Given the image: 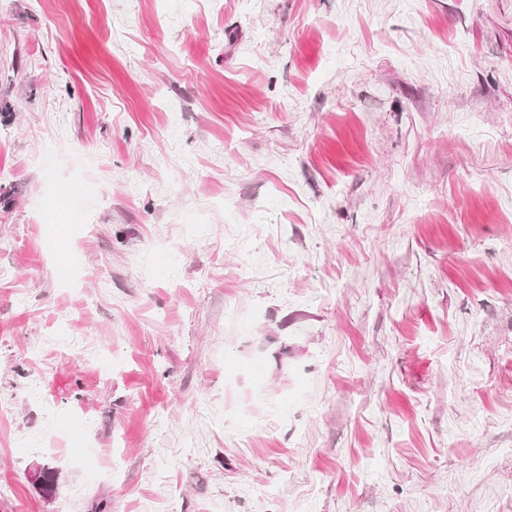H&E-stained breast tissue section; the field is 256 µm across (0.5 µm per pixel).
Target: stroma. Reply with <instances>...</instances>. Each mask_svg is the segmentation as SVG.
I'll return each mask as SVG.
<instances>
[{
  "label": "stroma",
  "mask_w": 512,
  "mask_h": 512,
  "mask_svg": "<svg viewBox=\"0 0 512 512\" xmlns=\"http://www.w3.org/2000/svg\"><path fill=\"white\" fill-rule=\"evenodd\" d=\"M0 403V512H512V0H0Z\"/></svg>",
  "instance_id": "35a3bbf8"
}]
</instances>
